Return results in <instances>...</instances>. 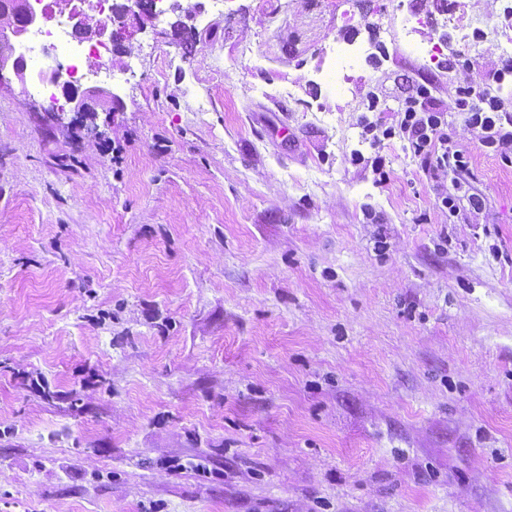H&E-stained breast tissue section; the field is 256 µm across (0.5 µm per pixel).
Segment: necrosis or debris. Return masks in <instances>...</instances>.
<instances>
[{"label":"necrosis or debris","instance_id":"obj_1","mask_svg":"<svg viewBox=\"0 0 512 512\" xmlns=\"http://www.w3.org/2000/svg\"><path fill=\"white\" fill-rule=\"evenodd\" d=\"M42 21L32 28L19 53L32 70L49 65L58 68V82L37 85L48 105L63 107L65 88L80 86L88 78L112 79L110 68H85L88 59L111 58L117 50L114 25L123 23L125 7L120 0H29Z\"/></svg>","mask_w":512,"mask_h":512}]
</instances>
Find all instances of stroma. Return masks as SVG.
I'll return each mask as SVG.
<instances>
[{"instance_id":"stroma-1","label":"stroma","mask_w":512,"mask_h":512,"mask_svg":"<svg viewBox=\"0 0 512 512\" xmlns=\"http://www.w3.org/2000/svg\"><path fill=\"white\" fill-rule=\"evenodd\" d=\"M179 2L95 131L0 82V512H512V158L455 106L512 113V0ZM421 84L455 218L362 135Z\"/></svg>"}]
</instances>
